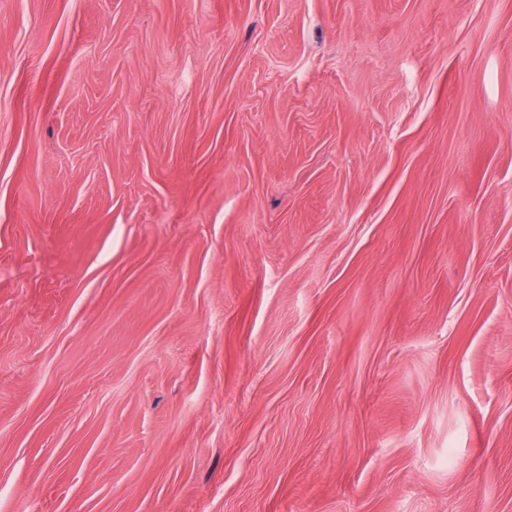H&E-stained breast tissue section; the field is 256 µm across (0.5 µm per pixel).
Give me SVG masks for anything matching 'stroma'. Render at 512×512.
<instances>
[{
    "label": "stroma",
    "mask_w": 512,
    "mask_h": 512,
    "mask_svg": "<svg viewBox=\"0 0 512 512\" xmlns=\"http://www.w3.org/2000/svg\"><path fill=\"white\" fill-rule=\"evenodd\" d=\"M0 512H512V0H0Z\"/></svg>",
    "instance_id": "35a3bbf8"
}]
</instances>
